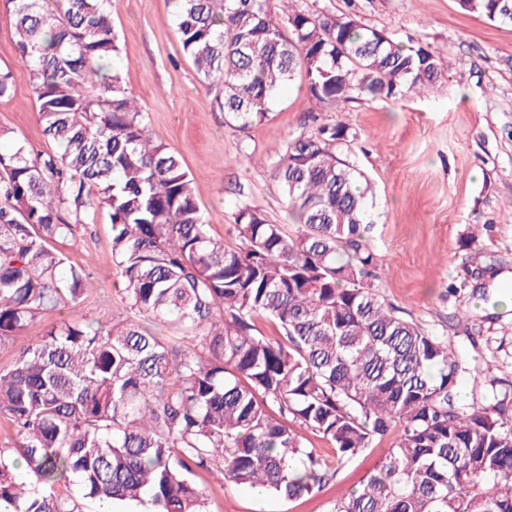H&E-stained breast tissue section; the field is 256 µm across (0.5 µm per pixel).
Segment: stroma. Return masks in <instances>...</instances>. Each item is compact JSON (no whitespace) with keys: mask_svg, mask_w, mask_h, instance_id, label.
Returning a JSON list of instances; mask_svg holds the SVG:
<instances>
[{"mask_svg":"<svg viewBox=\"0 0 512 512\" xmlns=\"http://www.w3.org/2000/svg\"><path fill=\"white\" fill-rule=\"evenodd\" d=\"M316 15H356L405 45L428 47L440 61L434 89L420 97L366 98L331 109L315 104L303 82L285 88L263 124L226 125L217 88L202 83L182 52L173 0H113L115 65L148 115L152 139L179 155L195 185L212 236L223 238L238 209L255 206L269 223L292 230L271 174V154L285 140L312 135L317 123L349 128L344 152L372 183L370 234L378 267L373 288L397 314L447 339L469 375L459 390L480 400L486 380L512 383V311L485 304L494 280L512 273V25L463 13L457 0H296ZM0 67L14 90L0 99V126L14 129L34 154L52 151L12 43V18L0 5ZM112 230L107 214L79 227L62 249L91 273L94 288L70 306L73 317H124L122 282L106 267ZM395 441L387 435L342 467L315 495L280 501L226 484L214 469L197 471L208 512H330L358 488Z\"/></svg>","mask_w":512,"mask_h":512,"instance_id":"35a3bbf8","label":"stroma"}]
</instances>
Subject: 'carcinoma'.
Segmentation results:
<instances>
[{"mask_svg":"<svg viewBox=\"0 0 512 512\" xmlns=\"http://www.w3.org/2000/svg\"><path fill=\"white\" fill-rule=\"evenodd\" d=\"M294 2L174 0L182 49L220 90L224 123L265 122L297 79L334 108L424 94L440 76L427 48ZM458 3L512 25V0ZM3 4L57 149L31 154L0 126V346L83 298L90 274L56 243L101 211L132 317L52 322L0 369V419L16 438L0 450V512H79L80 499L207 512L191 475L211 466L292 501L393 430L331 512H512V384L493 378L482 406L463 403L464 359L373 292L371 185L337 152L349 128L323 124L276 150L295 232L246 206L230 244L211 236L188 171L112 67L111 0ZM305 431L331 442L333 460Z\"/></svg>","mask_w":512,"mask_h":512,"instance_id":"1","label":"carcinoma"}]
</instances>
